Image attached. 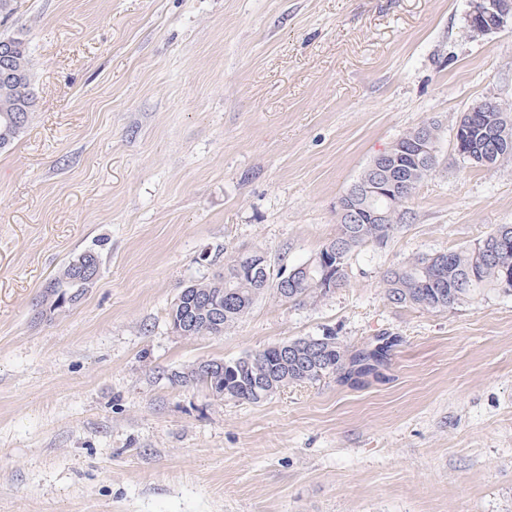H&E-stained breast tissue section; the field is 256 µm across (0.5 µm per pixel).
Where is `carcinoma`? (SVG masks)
<instances>
[{"label":"carcinoma","instance_id":"cac0c4a2","mask_svg":"<svg viewBox=\"0 0 512 512\" xmlns=\"http://www.w3.org/2000/svg\"><path fill=\"white\" fill-rule=\"evenodd\" d=\"M16 103L33 108L31 78L8 86L0 85V133L7 125L8 113L4 109ZM465 122L473 150L472 156L463 157V161L475 166L485 165L483 148L489 137L498 144L491 163L512 160L511 113L470 112L465 116ZM431 173L430 168L423 170L418 167L414 154L394 153L385 168L382 188L391 192L396 187H407V195L398 205L400 209H407L416 189ZM401 225L402 222L395 218L387 224H378L368 218L355 224L347 223L344 218L337 219L336 236L331 243L343 242L344 250L336 287L346 285L348 261L356 251L370 243H386ZM498 233L499 230L493 228L472 247L417 256L387 270L382 282L388 299L399 306L440 311L474 301L489 291L512 295V288H501L502 283L512 282V236L504 242ZM246 260L245 253L234 256L225 263L221 278L186 286L172 305L171 312L185 311L191 305L193 311L201 316L204 311L192 305V300L195 295L205 296L214 306L224 309L221 328L214 332L223 334L224 329L248 313L265 289L276 287L270 266L263 270L255 268L248 274L245 272ZM317 278L314 270L302 276L296 286L289 289L286 301L299 305L319 302L325 293L318 287ZM62 293L75 294L77 302L85 293V289L70 282L68 265L49 282L42 302L50 305ZM214 333L209 331L207 335ZM288 345L298 350L288 360L283 359L282 351L274 344L228 362V369L224 370V398L259 404L289 385L312 383L330 375L344 379L357 353L332 335L298 338ZM315 349L322 352L324 365L321 367L310 362L309 351Z\"/></svg>","mask_w":512,"mask_h":512}]
</instances>
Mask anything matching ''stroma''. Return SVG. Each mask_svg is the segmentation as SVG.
<instances>
[{
	"mask_svg": "<svg viewBox=\"0 0 512 512\" xmlns=\"http://www.w3.org/2000/svg\"><path fill=\"white\" fill-rule=\"evenodd\" d=\"M469 0H13L35 105L0 150V512H512V295L442 311L384 272L512 224V161L471 167L454 129L512 109V27L468 37ZM435 170L407 224L314 305L261 294L183 336L186 286L263 251L312 259L336 203L422 122ZM100 255L81 301L47 283ZM326 333L397 337L379 373L260 404L178 373Z\"/></svg>",
	"mask_w": 512,
	"mask_h": 512,
	"instance_id": "stroma-1",
	"label": "stroma"
}]
</instances>
